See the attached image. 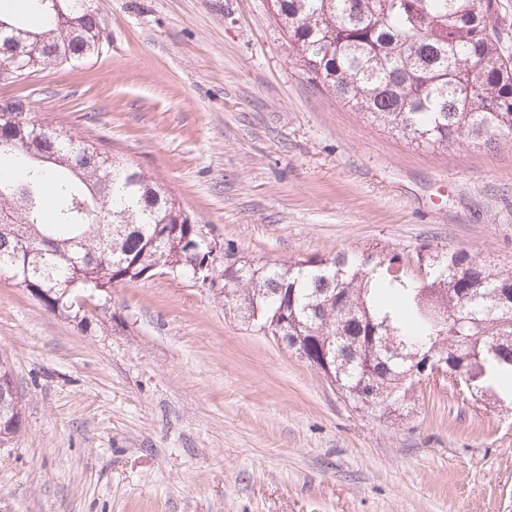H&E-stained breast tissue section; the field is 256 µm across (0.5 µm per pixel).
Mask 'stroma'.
<instances>
[{"mask_svg":"<svg viewBox=\"0 0 512 512\" xmlns=\"http://www.w3.org/2000/svg\"><path fill=\"white\" fill-rule=\"evenodd\" d=\"M102 52L0 100L128 159L225 262L465 250L512 269V142L432 152L308 80L270 0H93ZM0 358L25 408L0 512H512V406L426 379L356 409L187 276L112 290L87 322L0 276Z\"/></svg>","mask_w":512,"mask_h":512,"instance_id":"35a3bbf8","label":"stroma"}]
</instances>
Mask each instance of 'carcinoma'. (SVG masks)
Wrapping results in <instances>:
<instances>
[{"instance_id":"carcinoma-1","label":"carcinoma","mask_w":512,"mask_h":512,"mask_svg":"<svg viewBox=\"0 0 512 512\" xmlns=\"http://www.w3.org/2000/svg\"><path fill=\"white\" fill-rule=\"evenodd\" d=\"M31 30L0 12V64L22 42L21 79L99 53L92 0H32ZM308 79L409 143L444 151L512 141V57L496 0H271ZM21 176L0 183V274L42 306L86 319L78 298L157 273L193 274L201 225L166 189L123 159L0 103V157ZM60 193L46 218L48 187ZM90 252L98 260L86 262ZM313 255L222 270L224 305L316 368L355 407L385 415L424 380L420 357H448L466 399L512 398V271L464 250ZM0 360V441L24 408Z\"/></svg>"}]
</instances>
